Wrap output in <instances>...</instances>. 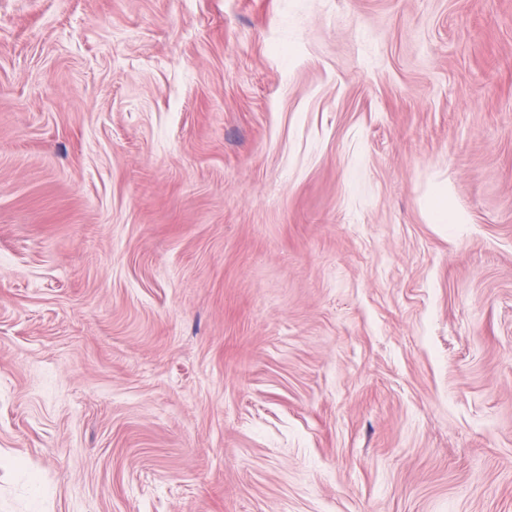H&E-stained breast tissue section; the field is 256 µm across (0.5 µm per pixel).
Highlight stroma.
Masks as SVG:
<instances>
[{"mask_svg": "<svg viewBox=\"0 0 512 512\" xmlns=\"http://www.w3.org/2000/svg\"><path fill=\"white\" fill-rule=\"evenodd\" d=\"M0 512H512V0H0Z\"/></svg>", "mask_w": 512, "mask_h": 512, "instance_id": "1", "label": "stroma"}]
</instances>
